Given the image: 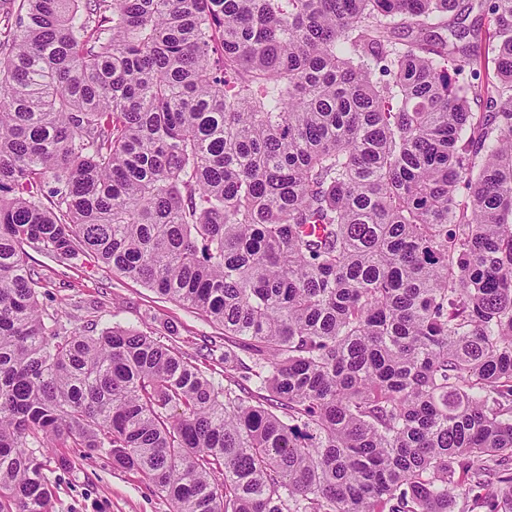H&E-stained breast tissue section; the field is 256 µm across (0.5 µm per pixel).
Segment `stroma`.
Segmentation results:
<instances>
[{"instance_id": "obj_1", "label": "stroma", "mask_w": 512, "mask_h": 512, "mask_svg": "<svg viewBox=\"0 0 512 512\" xmlns=\"http://www.w3.org/2000/svg\"><path fill=\"white\" fill-rule=\"evenodd\" d=\"M30 262L45 275L46 304L58 312L67 332L97 333L118 323L175 345L188 357L197 355L204 337L224 338L219 326L194 310L161 298L105 265L89 266L81 256L60 263L36 250ZM72 454L69 448L40 451L54 486L51 512H172L141 478L114 467L104 453L64 465Z\"/></svg>"}]
</instances>
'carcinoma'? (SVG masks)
<instances>
[{
    "mask_svg": "<svg viewBox=\"0 0 512 512\" xmlns=\"http://www.w3.org/2000/svg\"><path fill=\"white\" fill-rule=\"evenodd\" d=\"M457 2L3 0L0 512L53 441L173 512H512V0ZM28 247L221 326L224 382L61 333ZM479 3L478 0H460L459 7L448 15V22L452 23L460 18L458 22L463 21V25L471 29V33L472 30L476 31L477 29L484 33L489 26V18Z\"/></svg>",
    "mask_w": 512,
    "mask_h": 512,
    "instance_id": "1",
    "label": "carcinoma"
}]
</instances>
